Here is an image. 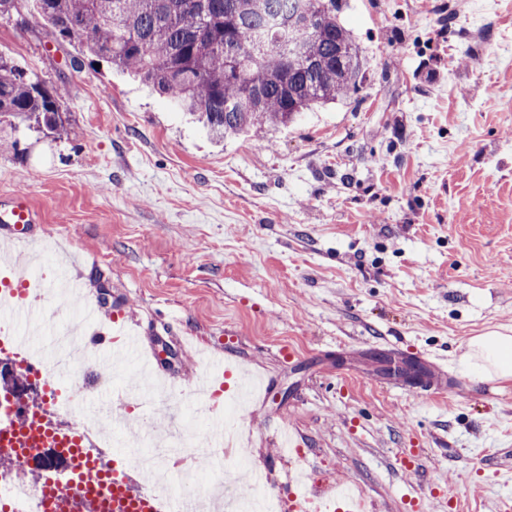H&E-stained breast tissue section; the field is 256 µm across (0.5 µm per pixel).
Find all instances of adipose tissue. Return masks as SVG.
I'll list each match as a JSON object with an SVG mask.
<instances>
[{"mask_svg": "<svg viewBox=\"0 0 512 512\" xmlns=\"http://www.w3.org/2000/svg\"><path fill=\"white\" fill-rule=\"evenodd\" d=\"M465 365L476 382L512 380V334L490 330L471 337Z\"/></svg>", "mask_w": 512, "mask_h": 512, "instance_id": "obj_1", "label": "adipose tissue"}]
</instances>
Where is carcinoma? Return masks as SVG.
Masks as SVG:
<instances>
[{
    "label": "carcinoma",
    "mask_w": 512,
    "mask_h": 512,
    "mask_svg": "<svg viewBox=\"0 0 512 512\" xmlns=\"http://www.w3.org/2000/svg\"><path fill=\"white\" fill-rule=\"evenodd\" d=\"M313 4V32L291 24ZM49 34L84 54L130 70L216 140L259 125H286L301 113L359 89L361 57L339 13L342 0H35ZM302 45L292 68L284 44ZM238 48L240 76L229 74ZM60 96L0 55V123L34 120L57 132Z\"/></svg>",
    "instance_id": "cac0c4a2"
}]
</instances>
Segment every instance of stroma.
<instances>
[{
    "label": "stroma",
    "mask_w": 512,
    "mask_h": 512,
    "mask_svg": "<svg viewBox=\"0 0 512 512\" xmlns=\"http://www.w3.org/2000/svg\"><path fill=\"white\" fill-rule=\"evenodd\" d=\"M347 3L359 90L221 142L56 41L34 5L0 16V54L67 91L61 133L0 124V195H28L35 235L82 261L142 348L177 351L159 374L191 389L201 346L269 378L284 398L250 409L253 463L288 428L312 484L359 485L370 512H402L426 484L497 512L512 381L473 382L461 358L470 337L512 333V0ZM396 348L447 370L458 400L376 373L372 353ZM405 451L419 468L396 467Z\"/></svg>",
    "instance_id": "1"
}]
</instances>
